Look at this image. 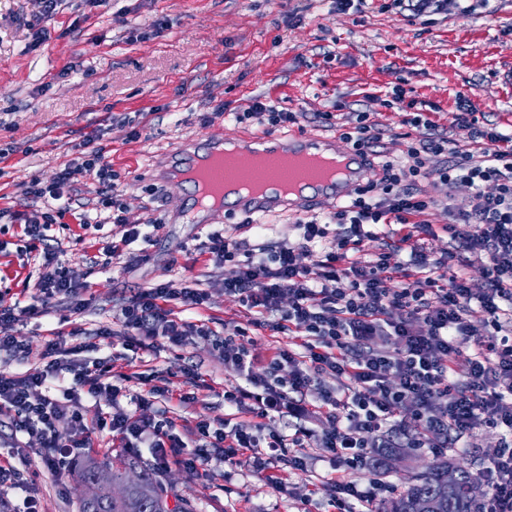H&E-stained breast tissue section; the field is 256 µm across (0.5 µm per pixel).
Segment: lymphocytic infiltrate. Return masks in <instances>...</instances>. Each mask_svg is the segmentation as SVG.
<instances>
[{"instance_id": "f902f5d3", "label": "lymphocytic infiltrate", "mask_w": 512, "mask_h": 512, "mask_svg": "<svg viewBox=\"0 0 512 512\" xmlns=\"http://www.w3.org/2000/svg\"><path fill=\"white\" fill-rule=\"evenodd\" d=\"M392 103L402 111L403 124L416 129L418 142L408 146L403 159L382 160L383 198L373 197L369 182L333 213L339 229L332 247L322 248L327 229L314 215L297 220V243L272 249L255 252L219 233L209 238V261L234 265L224 276L225 293L238 297L251 314L248 327L234 326L221 344L225 366L240 378L225 390L224 402L245 413V420L227 431L197 421L187 432L199 443L185 453L183 439L172 433L173 421L150 416L151 399L139 395L132 408L120 407L121 390L112 383L114 360L84 358L85 344L68 343L59 332L45 346L42 368L0 372V414L10 416L16 432L38 438L44 468L60 470L71 449L90 447L92 434L106 431L122 447L149 449L157 470L242 460L268 472L269 483L280 489L284 478L269 473L272 461L287 445L313 444L333 471L329 484L336 512H377L394 487L380 479L366 487L354 480L368 449L441 453L459 447L474 430L492 428L502 442L487 471L489 492L481 512H512V336L502 332L503 319L512 320V134L478 132V153H461L430 113L408 111L403 88H394ZM93 142L89 136L76 144L73 162L53 183L34 182L24 191L40 204L18 219L28 251L40 261L35 287L48 300L76 303L84 292L46 235L64 217L57 202L82 168L98 167L101 188L81 224L113 225L107 250L115 256L140 235L116 201L111 162ZM437 156L442 165L429 168ZM431 175L441 184L464 182L472 189L468 199L449 205L447 231L456 247L437 257L424 244L433 233L426 218L432 201L415 184L417 177ZM490 181L497 185L492 194L483 189ZM383 224L394 226V240L376 259L362 260L365 241ZM313 250L316 262L300 265L299 252ZM464 253L487 259L480 293L472 292L459 268ZM207 301L205 289L183 280L140 288L121 309L126 340L142 344L161 338L182 347L190 337L211 335L207 323L177 319L172 309L176 303L201 308ZM251 327L288 333V343L258 358L236 342ZM470 339L475 347L467 353L462 345ZM325 373L336 376V389L309 402L314 383ZM104 395L111 411L87 424L83 399ZM272 412L323 414L332 428L321 435L304 429L289 438L266 436L262 420ZM64 417L69 429L63 433L58 423Z\"/></svg>"}]
</instances>
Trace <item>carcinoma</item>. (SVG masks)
<instances>
[{
	"mask_svg": "<svg viewBox=\"0 0 512 512\" xmlns=\"http://www.w3.org/2000/svg\"><path fill=\"white\" fill-rule=\"evenodd\" d=\"M395 448H380L372 460L375 471L385 472L396 456ZM456 470V481L448 484L443 474ZM138 472L137 480L128 482L126 471ZM82 480L96 491L77 503V512H172L168 506L165 479L138 456L123 460L115 470L112 460L88 461L81 468ZM472 475L450 459L439 457L427 470L404 478L403 491L385 504L383 512H479L470 493Z\"/></svg>",
	"mask_w": 512,
	"mask_h": 512,
	"instance_id": "carcinoma-1",
	"label": "carcinoma"
}]
</instances>
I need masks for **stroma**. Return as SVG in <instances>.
<instances>
[{
  "mask_svg": "<svg viewBox=\"0 0 512 512\" xmlns=\"http://www.w3.org/2000/svg\"><path fill=\"white\" fill-rule=\"evenodd\" d=\"M385 2L356 0L341 12L336 0H103L98 6L63 0L56 15L44 18L36 0H0V296L31 310L16 327L29 346L26 367L42 365L54 332L106 327L122 333L120 308L134 288L165 279L196 281L209 294L207 306L178 304L174 312L208 322L212 335L193 337L181 348L161 339L148 349L101 339L95 355L124 356L136 372L122 384L121 406L166 378L181 385L186 403L159 398L154 405L169 411L176 436H184L187 422L204 419L215 429L234 422L224 390L239 377L220 359L216 336L225 327L246 326L249 313L225 294L224 269L204 262L201 250L216 232L252 245L295 242L299 233L289 214L258 224L229 211L208 224L184 223L188 187L159 180L152 162L200 135L235 138L267 130L262 119L239 124L229 118L256 97L296 112L288 129L295 136L342 135L340 127L316 123L318 112L373 113L384 130L378 150L395 159L404 155L410 131L389 105L398 85L416 109L435 113L459 152L475 150L473 129L512 131V86L501 78L512 68V0H488L468 13L448 0L445 9L416 16ZM462 95L471 101L475 128L459 121ZM138 112L145 113L146 127L133 140L127 120ZM91 133L112 162L129 223L151 222L158 229L131 244L130 265L108 262L102 248L111 225H79L84 204L95 202L100 189L96 169L80 171L70 212L48 230L62 265L87 286V304L76 310L65 299L43 302L28 285L33 265L19 251L23 228L11 214L31 211L25 187L52 182L73 159V145ZM420 187L439 202L427 216L434 230L429 251L453 250L444 230L450 217L440 202L449 192L466 198L468 185L450 191L424 179ZM183 366L197 367L199 380L184 382L178 375ZM499 438L497 431L478 430L452 455L481 477ZM92 441L91 449H75L60 472L40 474L46 512H75L86 492L74 473L77 462L100 457L107 447L113 461L127 454L107 436L96 434ZM307 455L304 469L280 465L283 490L244 463L174 466L165 473L169 500L187 501L192 512H334L330 465L318 449Z\"/></svg>",
  "mask_w": 512,
  "mask_h": 512,
  "instance_id": "35a3bbf8",
  "label": "stroma"
}]
</instances>
